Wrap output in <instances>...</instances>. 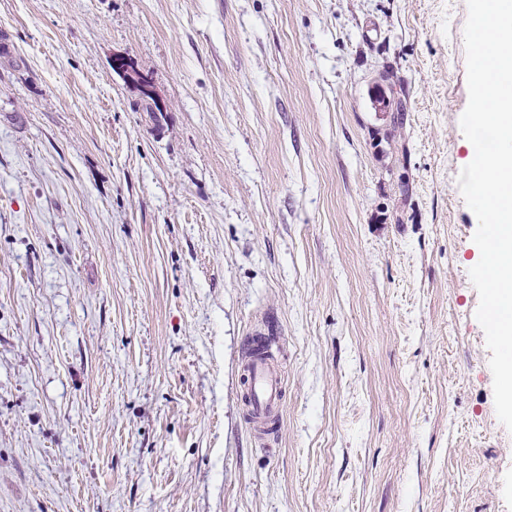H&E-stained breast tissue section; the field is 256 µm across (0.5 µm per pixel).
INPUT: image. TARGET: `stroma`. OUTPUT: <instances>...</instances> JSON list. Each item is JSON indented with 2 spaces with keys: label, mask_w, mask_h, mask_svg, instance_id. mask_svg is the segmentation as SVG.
<instances>
[{
  "label": "stroma",
  "mask_w": 512,
  "mask_h": 512,
  "mask_svg": "<svg viewBox=\"0 0 512 512\" xmlns=\"http://www.w3.org/2000/svg\"><path fill=\"white\" fill-rule=\"evenodd\" d=\"M467 14L0 0V512H512L457 183ZM112 70L120 74L126 81L138 85L143 92L142 96L150 102L156 111L158 108L162 109L152 94L147 78L134 67L131 61L125 57H114ZM243 384L254 425H263L281 417L282 382L272 355L262 358L249 355L244 368Z\"/></svg>",
  "instance_id": "35a3bbf8"
}]
</instances>
